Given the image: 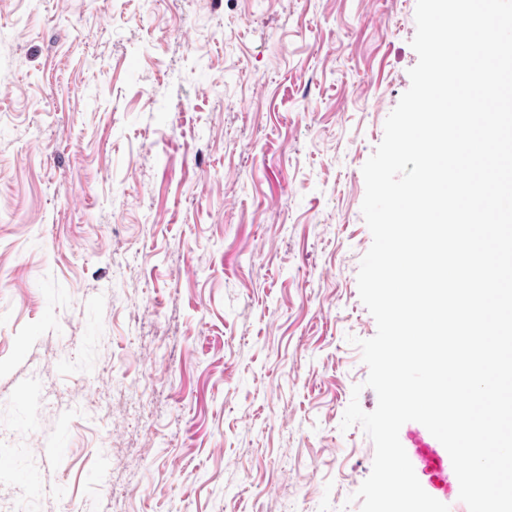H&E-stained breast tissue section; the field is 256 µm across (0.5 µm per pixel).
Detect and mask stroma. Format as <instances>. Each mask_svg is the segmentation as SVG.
Wrapping results in <instances>:
<instances>
[{
  "instance_id": "35a3bbf8",
  "label": "stroma",
  "mask_w": 512,
  "mask_h": 512,
  "mask_svg": "<svg viewBox=\"0 0 512 512\" xmlns=\"http://www.w3.org/2000/svg\"><path fill=\"white\" fill-rule=\"evenodd\" d=\"M415 8L0 0V512H360Z\"/></svg>"
}]
</instances>
